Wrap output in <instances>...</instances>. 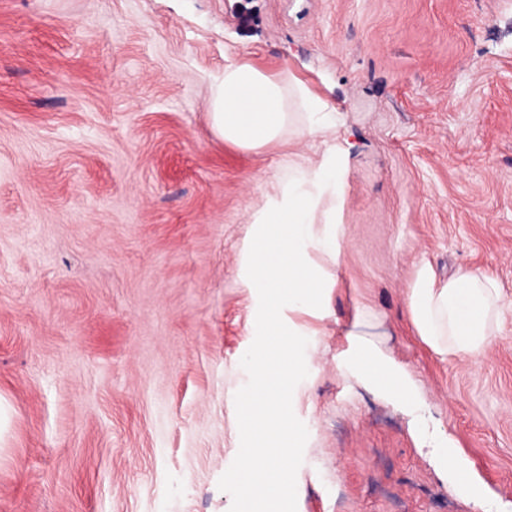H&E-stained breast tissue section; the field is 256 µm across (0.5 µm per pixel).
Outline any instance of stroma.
<instances>
[{
  "label": "stroma",
  "mask_w": 512,
  "mask_h": 512,
  "mask_svg": "<svg viewBox=\"0 0 512 512\" xmlns=\"http://www.w3.org/2000/svg\"><path fill=\"white\" fill-rule=\"evenodd\" d=\"M241 59L326 98L353 142L334 316L291 398L295 512H512V0H0V512H243L240 253L315 149L214 137ZM423 259L499 283L478 360L407 326ZM358 307L483 500L337 375Z\"/></svg>",
  "instance_id": "stroma-1"
}]
</instances>
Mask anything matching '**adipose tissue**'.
<instances>
[{"label":"adipose tissue","instance_id":"adipose-tissue-1","mask_svg":"<svg viewBox=\"0 0 512 512\" xmlns=\"http://www.w3.org/2000/svg\"><path fill=\"white\" fill-rule=\"evenodd\" d=\"M209 121L214 135L247 151L284 141L315 142L319 158L298 156L276 178L251 216L241 255L250 290L254 347L241 355L250 381L238 398L243 446L228 473L257 505L280 494L300 496L296 463L300 432L290 414V393L304 377L322 321L332 314L333 270L340 263L348 149L333 107L302 82L271 75L247 60L224 67L212 91ZM501 290L490 276L470 269L440 277L427 261L414 270L405 315L417 336L441 360L478 359L490 346L501 318ZM368 311L357 310L336 354V372L390 402L428 434L433 417L424 388L407 365L363 337Z\"/></svg>","mask_w":512,"mask_h":512}]
</instances>
